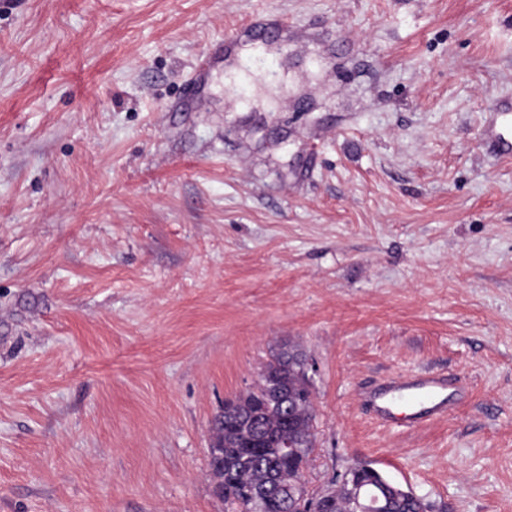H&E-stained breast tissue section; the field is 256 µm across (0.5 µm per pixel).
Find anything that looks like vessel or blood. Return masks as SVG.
<instances>
[{
	"label": "vessel or blood",
	"instance_id": "obj_1",
	"mask_svg": "<svg viewBox=\"0 0 512 512\" xmlns=\"http://www.w3.org/2000/svg\"><path fill=\"white\" fill-rule=\"evenodd\" d=\"M281 27L280 21L255 16L250 19L246 32L250 41L258 46ZM484 136L499 157L512 156V99L495 101ZM447 392L445 375L423 371L390 378L366 391L363 399L380 421L393 423L400 420L406 425L418 426L445 415Z\"/></svg>",
	"mask_w": 512,
	"mask_h": 512
}]
</instances>
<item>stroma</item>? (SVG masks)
Wrapping results in <instances>:
<instances>
[{
	"label": "stroma",
	"instance_id": "stroma-1",
	"mask_svg": "<svg viewBox=\"0 0 512 512\" xmlns=\"http://www.w3.org/2000/svg\"><path fill=\"white\" fill-rule=\"evenodd\" d=\"M287 41L197 58L250 15ZM512 0H0V512H227L211 421L312 362L310 495L359 463L512 512ZM437 371L448 414L378 422ZM490 112V119L484 130L485 140L499 157L511 158L512 99L496 100ZM447 392L445 375L423 371L390 378L366 391L363 399L382 422L402 420L408 426H419L446 414ZM402 407H406V411L400 414L398 410Z\"/></svg>",
	"mask_w": 512,
	"mask_h": 512
}]
</instances>
